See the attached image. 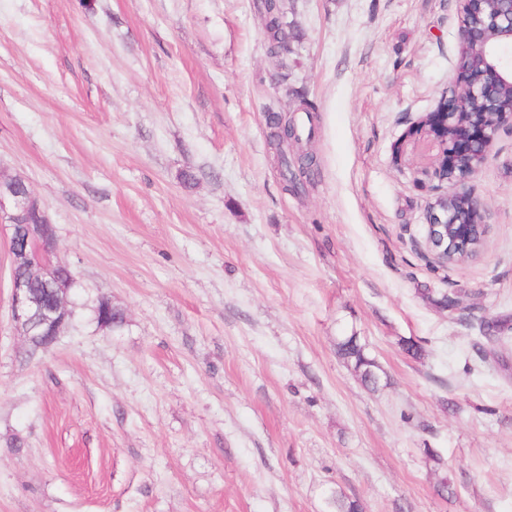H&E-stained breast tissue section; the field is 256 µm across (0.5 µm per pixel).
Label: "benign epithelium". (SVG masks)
I'll return each mask as SVG.
<instances>
[{
    "label": "benign epithelium",
    "instance_id": "benign-epithelium-1",
    "mask_svg": "<svg viewBox=\"0 0 512 512\" xmlns=\"http://www.w3.org/2000/svg\"><path fill=\"white\" fill-rule=\"evenodd\" d=\"M459 4V41L488 47L490 59L477 67L458 69L463 82L423 118L429 127L427 139L438 147L429 167L430 178L446 186L430 203L426 224L429 248L443 266L448 265V254L470 248L469 225L462 222L460 212L448 207V198H457L465 211L480 215L479 223L489 228L490 209L476 195L471 181L488 162L499 133L512 132V100L500 102L503 86H512V59L506 55L512 50V0H459ZM465 98L492 107L495 121L487 122L483 112L467 111L462 106ZM34 205L42 207L32 191L18 192L0 183V228L17 238L9 255V319L13 331L27 339L37 326H51L54 343L68 327L74 280L56 281L52 261L32 259L29 243L54 247L57 241L53 224L13 223Z\"/></svg>",
    "mask_w": 512,
    "mask_h": 512
}]
</instances>
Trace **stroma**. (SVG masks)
<instances>
[{
	"label": "stroma",
	"mask_w": 512,
	"mask_h": 512,
	"mask_svg": "<svg viewBox=\"0 0 512 512\" xmlns=\"http://www.w3.org/2000/svg\"><path fill=\"white\" fill-rule=\"evenodd\" d=\"M284 23L282 60L257 0H0V176L78 281L29 354L0 231V512H512V330L488 325L512 318V133L474 180L480 258L444 267L413 130L457 77V2L289 0ZM303 97L313 175L287 192L267 115ZM338 353L347 363H350L363 383L367 386H372V388L377 386L379 380L375 370L377 366L374 360L367 356L365 348L360 344L357 336L343 337L338 343Z\"/></svg>",
	"instance_id": "35a3bbf8"
}]
</instances>
